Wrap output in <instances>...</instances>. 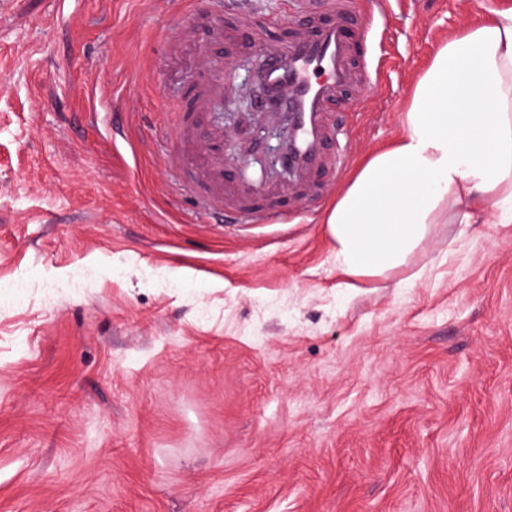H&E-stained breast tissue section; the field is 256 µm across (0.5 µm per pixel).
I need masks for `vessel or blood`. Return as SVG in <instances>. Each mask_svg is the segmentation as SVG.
I'll list each match as a JSON object with an SVG mask.
<instances>
[{"label":"vessel or blood","instance_id":"vessel-or-blood-1","mask_svg":"<svg viewBox=\"0 0 512 512\" xmlns=\"http://www.w3.org/2000/svg\"><path fill=\"white\" fill-rule=\"evenodd\" d=\"M284 4L290 16L303 17L307 24L285 41H258L257 70L272 91V111L288 117L282 137V169L288 176L284 192L296 195L300 183L343 177L344 132L334 108L347 91L380 74L379 59L358 57L355 45L368 35L383 40L394 11L390 0H377L369 28L362 31L352 26L357 0H284ZM179 180L192 189L198 213L206 219H216L217 209L224 205L249 224L288 221L287 213L269 207L260 191L248 189L237 198L222 199V164H215L212 175L202 179L184 170Z\"/></svg>","mask_w":512,"mask_h":512}]
</instances>
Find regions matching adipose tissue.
I'll list each match as a JSON object with an SVG mask.
<instances>
[{"mask_svg":"<svg viewBox=\"0 0 512 512\" xmlns=\"http://www.w3.org/2000/svg\"><path fill=\"white\" fill-rule=\"evenodd\" d=\"M512 223V9L449 37L414 83L402 133L372 153L322 222L356 280L408 268L437 225Z\"/></svg>","mask_w":512,"mask_h":512,"instance_id":"ef3b65f1","label":"adipose tissue"}]
</instances>
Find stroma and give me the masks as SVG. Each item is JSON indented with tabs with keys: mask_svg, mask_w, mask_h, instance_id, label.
<instances>
[{
	"mask_svg": "<svg viewBox=\"0 0 512 512\" xmlns=\"http://www.w3.org/2000/svg\"><path fill=\"white\" fill-rule=\"evenodd\" d=\"M226 0H15L0 14V512H512V223L441 224L351 288L322 208L198 221L165 156ZM512 0H404L349 170L390 145L448 36ZM190 27L195 43L177 41ZM127 140L113 141V120ZM260 117L225 128L239 177ZM86 291L42 287L76 268ZM420 278H413V271Z\"/></svg>",
	"mask_w": 512,
	"mask_h": 512,
	"instance_id": "1",
	"label": "stroma"
}]
</instances>
